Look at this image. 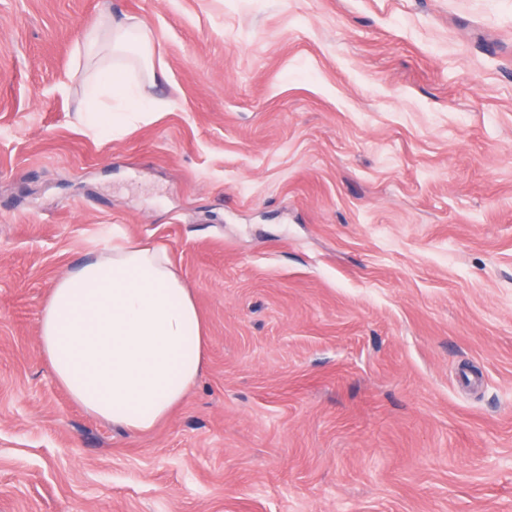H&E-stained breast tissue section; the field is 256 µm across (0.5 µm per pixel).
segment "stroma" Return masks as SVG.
<instances>
[{"label":"stroma","mask_w":512,"mask_h":512,"mask_svg":"<svg viewBox=\"0 0 512 512\" xmlns=\"http://www.w3.org/2000/svg\"><path fill=\"white\" fill-rule=\"evenodd\" d=\"M104 8L166 79L96 137ZM109 237L209 338L145 433L39 347ZM0 512H512V0H0Z\"/></svg>","instance_id":"1"}]
</instances>
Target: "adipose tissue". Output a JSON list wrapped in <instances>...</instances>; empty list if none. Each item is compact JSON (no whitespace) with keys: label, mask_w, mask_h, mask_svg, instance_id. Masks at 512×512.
Wrapping results in <instances>:
<instances>
[{"label":"adipose tissue","mask_w":512,"mask_h":512,"mask_svg":"<svg viewBox=\"0 0 512 512\" xmlns=\"http://www.w3.org/2000/svg\"><path fill=\"white\" fill-rule=\"evenodd\" d=\"M77 60L85 76L94 135L111 127V101L148 114L129 85L104 91L100 71L136 68L160 82L150 28L129 19L85 26ZM40 349L57 382L90 414L130 432H147L184 400L206 362L208 338L195 296L161 248L127 241L93 257L51 288L39 319Z\"/></svg>","instance_id":"obj_1"}]
</instances>
